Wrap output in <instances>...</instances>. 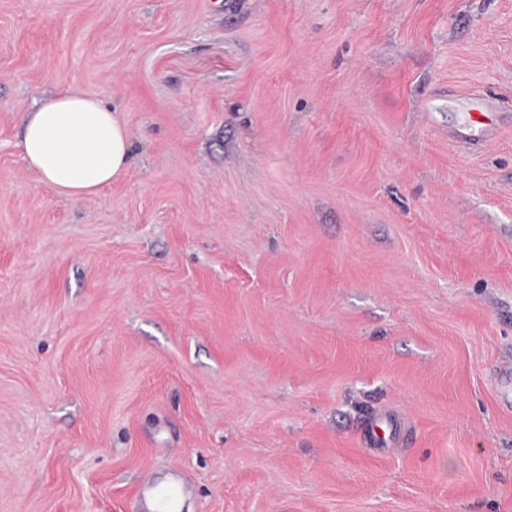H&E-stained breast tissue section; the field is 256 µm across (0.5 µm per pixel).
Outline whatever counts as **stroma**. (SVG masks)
Wrapping results in <instances>:
<instances>
[{
  "label": "stroma",
  "instance_id": "stroma-1",
  "mask_svg": "<svg viewBox=\"0 0 512 512\" xmlns=\"http://www.w3.org/2000/svg\"><path fill=\"white\" fill-rule=\"evenodd\" d=\"M504 368L512 0H0V512H512ZM130 147L118 112L71 85L28 112L20 143L26 164L70 198L91 194L125 172Z\"/></svg>",
  "mask_w": 512,
  "mask_h": 512
}]
</instances>
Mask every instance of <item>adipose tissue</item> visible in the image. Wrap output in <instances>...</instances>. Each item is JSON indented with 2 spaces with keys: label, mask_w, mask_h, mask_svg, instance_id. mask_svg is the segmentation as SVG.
Returning <instances> with one entry per match:
<instances>
[{
  "label": "adipose tissue",
  "mask_w": 512,
  "mask_h": 512,
  "mask_svg": "<svg viewBox=\"0 0 512 512\" xmlns=\"http://www.w3.org/2000/svg\"><path fill=\"white\" fill-rule=\"evenodd\" d=\"M130 147L118 113L70 85L26 115L20 143L26 164L70 198L91 194L125 172Z\"/></svg>",
  "instance_id": "1"
}]
</instances>
